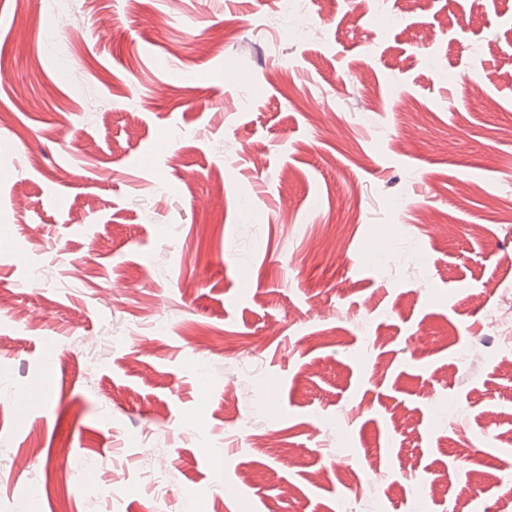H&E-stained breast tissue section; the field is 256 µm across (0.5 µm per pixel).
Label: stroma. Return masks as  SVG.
Segmentation results:
<instances>
[{"label":"stroma","mask_w":512,"mask_h":512,"mask_svg":"<svg viewBox=\"0 0 512 512\" xmlns=\"http://www.w3.org/2000/svg\"><path fill=\"white\" fill-rule=\"evenodd\" d=\"M0 57V512H512V0H0ZM490 324L497 329L503 330L509 339L512 333V298L510 291L506 294L500 306L489 313Z\"/></svg>","instance_id":"1"}]
</instances>
